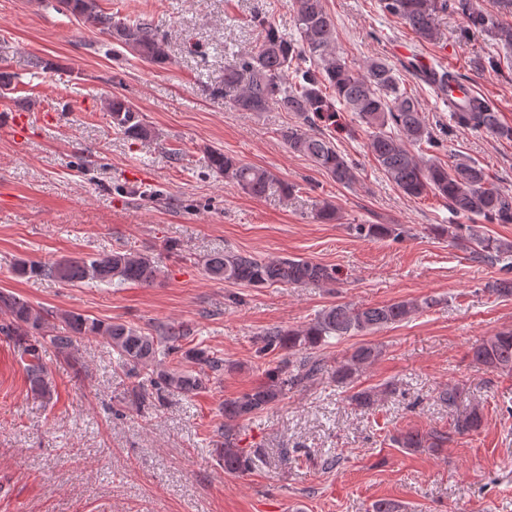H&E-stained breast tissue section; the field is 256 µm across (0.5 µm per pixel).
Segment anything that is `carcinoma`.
<instances>
[{
    "mask_svg": "<svg viewBox=\"0 0 512 512\" xmlns=\"http://www.w3.org/2000/svg\"><path fill=\"white\" fill-rule=\"evenodd\" d=\"M389 14L402 19L425 42L438 39L436 16L448 11V0H380ZM297 36L289 37L264 16H255L253 24L261 30V39L246 55H234L224 66V87L217 93L229 98L241 112H266L276 108L293 112L302 125L280 131L282 140L294 153L310 157L333 181L351 186L358 180V165L343 154L333 139L314 130L336 117V104L353 112L368 132L367 148L387 178L406 196L419 198L433 193L448 204V211L459 217L479 218L489 224H512V191L493 185L485 170L473 162L453 165L425 162L414 147L438 145L437 135L422 120L420 105L403 88L396 70L382 58L369 60L364 71L354 69L336 51L335 25L323 0H291ZM52 8L65 11L112 36L119 46L144 62H167V44L147 22L135 24L115 19L101 9L97 0H54ZM456 8L465 13L470 29H495L498 39L512 45V25L496 22L492 15ZM410 68L424 75L425 81L440 93L459 83L457 76L442 67L427 66L415 57ZM449 118L459 127L482 131L498 139L512 140V126L500 122L498 112L482 97L461 103L451 102ZM112 126L129 139L149 135L140 112L128 101L115 97L108 103ZM211 169L224 174L242 192L262 198L271 192L288 194L292 187L280 182L266 169L241 163L224 152L208 153ZM355 232L365 238L398 236L391 224H356ZM433 231L461 246L483 261L503 262L506 277L487 286L499 296H512V242L486 234L476 224H438ZM208 275L216 280L247 287L274 284H331L336 270L303 258L259 259L231 249L204 260ZM14 270L23 276H42L64 285L76 286L88 280L120 287L124 284H153L160 269L152 257L131 252H112L85 259H61L51 263L19 260ZM438 304L433 297L400 300L377 307L337 303L322 310L300 329L273 327L260 337L259 353L286 351L275 366L264 370L259 385L224 401V443L216 449L224 460V472L241 474L250 470L259 458L258 451L239 447V424L272 408L288 394L311 383L330 380L338 386L354 383L356 377L382 354L380 346L366 343L336 362L328 364L317 349L329 339L375 333L402 323L413 314ZM0 312L7 319L0 322V334L28 358L26 364L30 392L49 400L52 385L40 355L41 341L50 343L69 355L81 339L103 336L117 353L131 380V393L141 404L163 405L174 396L189 397L207 388L210 381L224 372V358L214 351L185 349L182 341L187 330L167 327L157 336L124 323H104L81 313L60 316L61 325L52 324L53 313L34 306L9 293L0 292ZM472 361L491 370L512 372V330L489 337L470 351ZM390 389L358 390L349 396L351 404L369 411L379 396ZM439 400L454 411L452 428L459 436L478 431L483 415L478 409L458 411V392L450 387ZM394 443L413 452L436 453L448 437L437 431L408 429L400 432Z\"/></svg>",
    "mask_w": 512,
    "mask_h": 512,
    "instance_id": "obj_1",
    "label": "carcinoma"
}]
</instances>
